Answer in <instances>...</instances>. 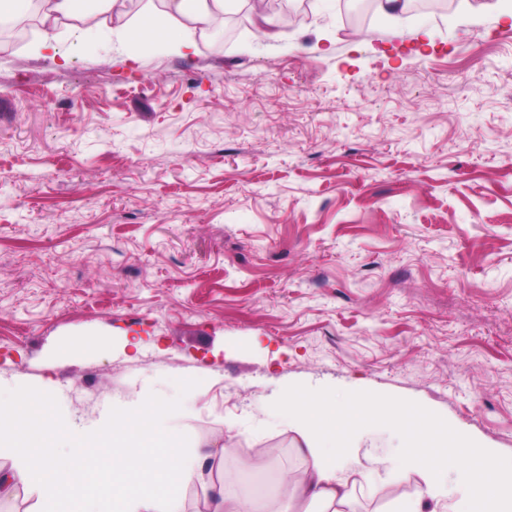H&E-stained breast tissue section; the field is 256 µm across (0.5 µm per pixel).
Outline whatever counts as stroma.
<instances>
[{
	"label": "stroma",
	"mask_w": 512,
	"mask_h": 512,
	"mask_svg": "<svg viewBox=\"0 0 512 512\" xmlns=\"http://www.w3.org/2000/svg\"><path fill=\"white\" fill-rule=\"evenodd\" d=\"M483 2L355 30L283 0L261 40L274 2L249 0L225 47L135 62L107 29L56 61L0 46V380L54 375L80 423L208 375L177 423L226 454L183 512L257 463L291 485L293 385L418 403L511 458L512 0ZM357 456L353 512L421 483L387 473L397 432ZM288 21L281 16H267L259 14L254 22L255 35L259 39H273L279 37L280 29Z\"/></svg>",
	"instance_id": "35a3bbf8"
}]
</instances>
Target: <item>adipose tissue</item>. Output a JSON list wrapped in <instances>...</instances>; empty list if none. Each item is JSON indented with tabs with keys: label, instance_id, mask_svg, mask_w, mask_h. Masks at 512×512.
<instances>
[{
	"label": "adipose tissue",
	"instance_id": "adipose-tissue-1",
	"mask_svg": "<svg viewBox=\"0 0 512 512\" xmlns=\"http://www.w3.org/2000/svg\"><path fill=\"white\" fill-rule=\"evenodd\" d=\"M248 0H146L139 16L128 23L123 38L132 53L170 49L188 54L196 49L193 34L206 29L218 14L230 13ZM126 0H41L40 36L35 54L56 59L57 40L89 20L107 24L123 15ZM53 377L33 388L0 386V450L14 465L0 471V486L33 482L39 487L34 512H182L183 489L194 479L192 466H173L184 453L181 439L168 423L176 403L159 405L134 400L118 414L122 425L76 424L54 419L47 400ZM386 420L406 425L402 464L416 471L423 496L441 499L448 479L461 486L450 512H512V460L471 444L461 435L437 438L436 428L418 407L391 401L373 406L370 398L337 401L324 389L293 393L284 416L298 435L303 470L293 496L280 500L274 512H295L294 502L317 506L318 512H346L352 491L347 474L357 464L351 444L376 428L374 409ZM67 448L73 460L57 465V449ZM466 458L465 467L449 470V460ZM236 476L205 484L212 512H265L252 501L231 493Z\"/></svg>",
	"mask_w": 512,
	"mask_h": 512
}]
</instances>
